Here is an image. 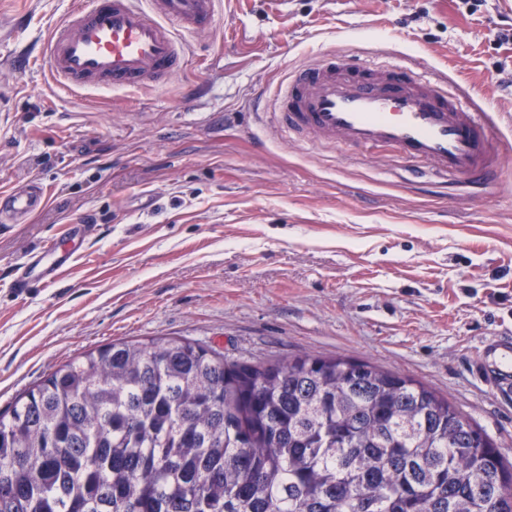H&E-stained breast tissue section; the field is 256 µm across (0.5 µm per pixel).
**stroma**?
Here are the masks:
<instances>
[{
  "mask_svg": "<svg viewBox=\"0 0 512 512\" xmlns=\"http://www.w3.org/2000/svg\"><path fill=\"white\" fill-rule=\"evenodd\" d=\"M73 3L0 0V188L50 193L0 223V413L85 351L176 336L410 375L512 462V404L474 370L483 339L512 334V0H222L172 81L80 93L13 64ZM324 53L465 84L501 164L470 189L390 148L290 139L275 91ZM81 216L94 230L66 274L17 296L18 265Z\"/></svg>",
  "mask_w": 512,
  "mask_h": 512,
  "instance_id": "35a3bbf8",
  "label": "stroma"
}]
</instances>
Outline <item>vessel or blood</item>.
Masks as SVG:
<instances>
[{
	"label": "vessel or blood",
	"mask_w": 512,
	"mask_h": 512,
	"mask_svg": "<svg viewBox=\"0 0 512 512\" xmlns=\"http://www.w3.org/2000/svg\"><path fill=\"white\" fill-rule=\"evenodd\" d=\"M217 0H76L44 46L41 66L59 88L121 90L170 81L185 56L181 33L210 28ZM445 81L411 66L363 62L340 65L323 55L289 75L274 114L284 132L358 148L390 147L411 163L430 162L444 174L478 179L502 154L477 113L448 95ZM47 190L33 181L0 190V218L26 217L47 206ZM90 225H69L65 238L40 247L22 264L17 293L50 283L66 271L74 244ZM481 377L512 399V336L489 338L481 351Z\"/></svg>",
	"instance_id": "1"
}]
</instances>
